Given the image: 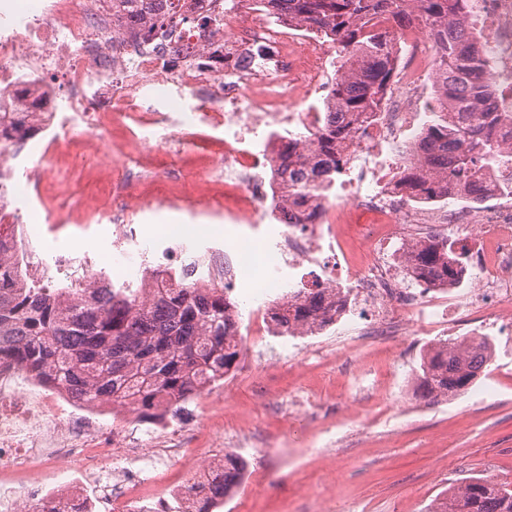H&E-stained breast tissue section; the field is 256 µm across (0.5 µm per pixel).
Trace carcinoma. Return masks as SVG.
Here are the masks:
<instances>
[{"mask_svg":"<svg viewBox=\"0 0 512 512\" xmlns=\"http://www.w3.org/2000/svg\"><path fill=\"white\" fill-rule=\"evenodd\" d=\"M119 15L154 9L153 0H112ZM268 9L338 46L342 63L326 111L331 114L302 171L288 183L329 182L344 165L342 148L356 126L381 111L395 71L394 33L372 29L387 13L398 26L425 28L435 54V119L422 134L416 163L400 175L415 199L451 195L467 182L478 190L481 168L506 163L495 139L505 115L485 108L491 94L482 60L466 46L462 0H265ZM14 233L0 228V364H15L51 385H62L81 404L102 398L143 421L180 413L203 386L231 374L242 353L239 311L230 289L201 288L175 271L161 270L160 283L143 297L140 288L116 286L102 275L90 287H58L24 278L6 251ZM467 257L448 240L414 250L416 279L446 284ZM345 300L328 301L325 289L271 309L278 333L293 336L333 321ZM492 342L470 340L464 351L439 342L423 357L421 396L433 403L465 391L489 365ZM244 463L224 456V466L188 487L195 512H210L240 485ZM428 512H512V488L472 477L448 490Z\"/></svg>","mask_w":512,"mask_h":512,"instance_id":"1","label":"carcinoma"}]
</instances>
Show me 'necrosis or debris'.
<instances>
[{"instance_id":"1","label":"necrosis or debris","mask_w":512,"mask_h":512,"mask_svg":"<svg viewBox=\"0 0 512 512\" xmlns=\"http://www.w3.org/2000/svg\"><path fill=\"white\" fill-rule=\"evenodd\" d=\"M464 17L470 39L487 59L495 86L488 107L512 112V0H468ZM181 23L150 35L144 18L123 25L112 20V0H37L18 9L0 0V112L56 136L61 113L98 128L118 114L139 128L163 126L173 140L207 124L224 130L218 160L224 184L238 195L227 215L239 224H282L274 247L288 269L280 297L295 301L303 289L304 264L322 270L323 287L338 288L343 310L358 336L386 339L420 333L443 323L476 321L480 329L512 332V202L495 192L497 170L483 173L482 202L470 192L427 208L413 207L398 177L385 176L384 158L416 159L418 129L434 103L428 93L436 67L422 28L396 31L412 52L400 59V84L365 131L348 141V161L329 189L311 183L295 207L283 201L275 169L296 166L284 146L305 133L313 150L326 114L323 91L335 79L333 52L323 38L268 13L263 0H180ZM189 91L198 104L169 113L172 90ZM88 211L112 220L131 264L139 250L125 219L129 204L118 192L87 202ZM466 225L479 239L457 281L428 283L418 293L408 267L414 244ZM185 270L201 269L203 286H232L247 258L236 248L199 249ZM14 257L29 278L86 287L102 270L91 263L73 268L48 263L26 236H16ZM135 439L116 437L98 411L74 403L64 387L41 383L18 366L0 365V512H23V504L46 512H155L142 495V472L162 482L164 454L152 423L135 426ZM122 463L121 483L105 482Z\"/></svg>"}]
</instances>
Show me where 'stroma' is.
<instances>
[{
  "label": "stroma",
  "mask_w": 512,
  "mask_h": 512,
  "mask_svg": "<svg viewBox=\"0 0 512 512\" xmlns=\"http://www.w3.org/2000/svg\"><path fill=\"white\" fill-rule=\"evenodd\" d=\"M148 137L137 142L116 120L93 132L76 129L51 152L43 136L26 141L10 162L15 181L30 188L18 228L44 258L111 266L113 226L90 219L84 203L116 188L135 194L129 219L139 243L154 253L181 242L157 232L169 220L207 229L216 249L251 240L250 225L225 221L223 208L198 201L183 181L208 173L223 130L192 129L174 154L166 128H150ZM266 279V267L258 266L230 294L245 333L243 352L236 371L209 391L210 399H225L226 409L207 412L197 400L183 415L187 424L209 421L185 441L191 458L208 461L209 443L220 435L225 452L246 463L241 488L215 512H427L471 477L512 484V338L488 334L494 357L477 383L493 384V393L431 403L416 391L430 337L364 348L332 329L296 338L250 335L248 300ZM390 373L410 388L400 412L382 407Z\"/></svg>",
  "instance_id": "obj_1"
}]
</instances>
